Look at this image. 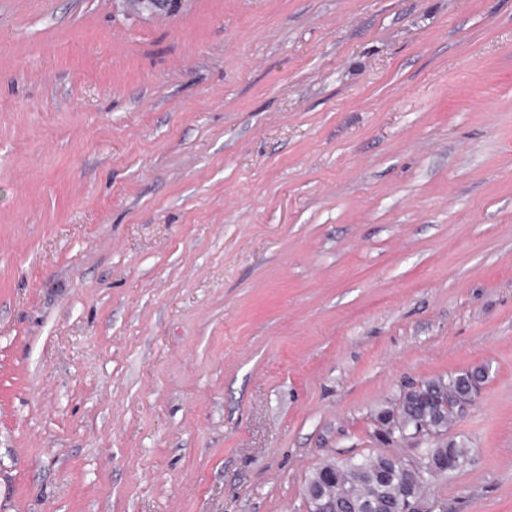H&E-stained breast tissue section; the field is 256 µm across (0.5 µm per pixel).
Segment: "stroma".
Instances as JSON below:
<instances>
[{
    "label": "stroma",
    "instance_id": "stroma-1",
    "mask_svg": "<svg viewBox=\"0 0 512 512\" xmlns=\"http://www.w3.org/2000/svg\"><path fill=\"white\" fill-rule=\"evenodd\" d=\"M479 365L434 512H512V0H0V512H307Z\"/></svg>",
    "mask_w": 512,
    "mask_h": 512
}]
</instances>
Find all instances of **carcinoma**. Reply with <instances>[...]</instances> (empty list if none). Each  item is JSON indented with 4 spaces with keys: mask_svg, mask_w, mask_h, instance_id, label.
<instances>
[{
    "mask_svg": "<svg viewBox=\"0 0 512 512\" xmlns=\"http://www.w3.org/2000/svg\"><path fill=\"white\" fill-rule=\"evenodd\" d=\"M485 371L486 367L477 366L450 374L446 379L424 380L420 382V388L401 397L395 407L384 408L376 414L375 420L380 428L391 426L397 431H406L416 423L424 422L434 432L446 437L443 457L426 472L430 480L421 483L422 489H427L430 481L437 476L457 471L456 464L463 465L469 460L471 448L468 442L448 436V431L458 418L454 410L457 400L468 398L473 381ZM434 397L446 399L448 407L442 406L434 413L421 407V402ZM403 466V458L382 453L351 457L335 464V475L328 479H320L318 474H313L306 489H313L326 498L338 501L348 493L362 512H396L400 509Z\"/></svg>",
    "mask_w": 512,
    "mask_h": 512,
    "instance_id": "obj_1",
    "label": "carcinoma"
}]
</instances>
